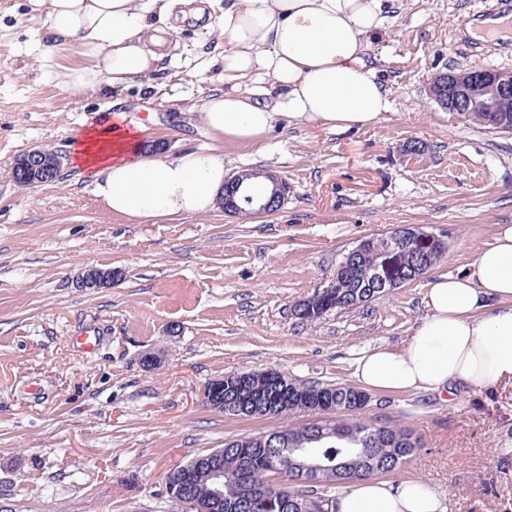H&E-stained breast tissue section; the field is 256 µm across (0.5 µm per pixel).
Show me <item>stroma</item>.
Instances as JSON below:
<instances>
[{
  "label": "stroma",
  "mask_w": 512,
  "mask_h": 512,
  "mask_svg": "<svg viewBox=\"0 0 512 512\" xmlns=\"http://www.w3.org/2000/svg\"><path fill=\"white\" fill-rule=\"evenodd\" d=\"M496 6L387 0V26L368 45L389 91L379 121L336 132L282 119L254 146L214 143L192 117L224 86L208 27L224 0H205L201 18L163 20L178 43L164 71L77 100L56 73L82 59L47 51L44 8L0 0V512H172L170 471L283 424L214 411L209 381L275 369L350 385L360 352L403 345L429 279L459 272L496 225L512 224V133L428 96L448 70L512 68V33L478 47L467 32ZM117 110L148 126L160 156L213 145L229 174L275 172L290 187L285 204L247 220L220 208L178 221L112 215L69 156L77 133ZM414 142L422 151L407 153ZM33 148L62 156L61 171L23 187L11 168ZM402 225L448 244L426 277L315 327L297 323L293 303L326 287L357 240ZM90 267L112 270L111 286L82 287ZM90 328L97 343L85 351L75 339ZM364 413L401 420L421 440L391 479L429 483L449 512H512V385L374 393Z\"/></svg>",
  "instance_id": "1"
}]
</instances>
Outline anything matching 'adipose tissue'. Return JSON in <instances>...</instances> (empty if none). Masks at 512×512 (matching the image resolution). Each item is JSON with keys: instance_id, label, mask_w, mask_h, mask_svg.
<instances>
[{"instance_id": "ef3b65f1", "label": "adipose tissue", "mask_w": 512, "mask_h": 512, "mask_svg": "<svg viewBox=\"0 0 512 512\" xmlns=\"http://www.w3.org/2000/svg\"><path fill=\"white\" fill-rule=\"evenodd\" d=\"M47 9L49 48L73 47L83 65L58 73L74 97L122 89L156 73L163 38L151 16L177 0H35ZM385 0H224L216 27L223 89L195 121L215 139L261 143L279 119L333 131L376 123L389 109L367 46L383 30ZM148 129L116 112L79 133L72 166L94 182L103 207L135 221L213 211L228 173L214 149L164 159L147 150ZM425 315L403 347H375L353 375L375 392H479L512 380V224L455 275L426 286ZM334 512H448L446 499L416 479H366L337 495Z\"/></svg>"}]
</instances>
